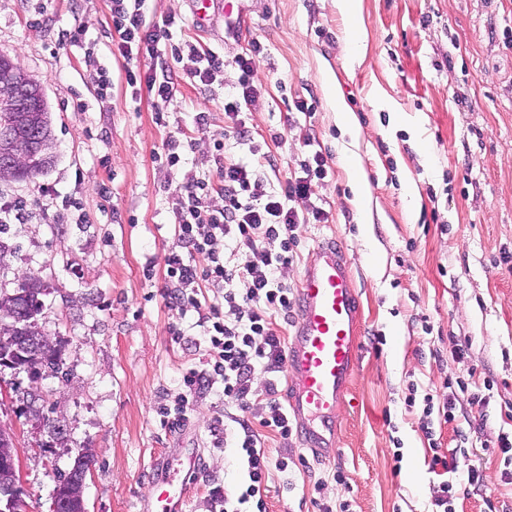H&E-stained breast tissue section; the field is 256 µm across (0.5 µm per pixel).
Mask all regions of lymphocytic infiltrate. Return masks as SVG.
I'll return each mask as SVG.
<instances>
[{
  "label": "lymphocytic infiltrate",
  "mask_w": 512,
  "mask_h": 512,
  "mask_svg": "<svg viewBox=\"0 0 512 512\" xmlns=\"http://www.w3.org/2000/svg\"><path fill=\"white\" fill-rule=\"evenodd\" d=\"M147 0H110L112 52L125 60L152 59L147 70L127 69L130 88L146 87L154 98L157 125L168 126L169 105L179 82L211 86L224 74L223 55L174 41V18L153 23L147 19ZM263 54L260 43L234 56L240 72L237 85L224 97L223 141L214 145L213 171L186 174L176 189L173 208L177 244L166 258V285L163 297L179 313L194 309L196 321L209 345L205 368H189L180 379L181 394L173 405L160 409L161 423L171 430L184 427L193 409L192 397L211 388L214 376L224 381V416L215 417L210 427L215 447L233 443L248 474L245 487L228 489L220 485L210 490L213 501L224 512H266L265 482L270 469L287 472V460L270 461L259 434L267 429L280 438L293 435L297 426L290 419L279 393V377L286 361V339L277 330L278 318L287 317L296 304V294L279 272L298 256L296 233L303 224H325L329 213L323 208L303 210L301 204L312 195V183L328 177L329 156L316 149L312 132L301 138L309 151L299 160V169L281 182L273 183L265 171L274 159L266 153L244 161L227 153L228 138L248 135L242 107L254 100V78ZM191 58L192 68L177 69L183 58ZM221 195L219 205L209 204L211 193ZM222 284L220 299L202 304L199 284ZM439 393L423 396L419 428L435 454L432 469L445 473L434 512H452L456 489L476 486L483 477L480 469L459 471L457 449L437 450L436 427L457 420V391L467 390L465 381L443 382ZM263 401L264 413L252 421L256 401Z\"/></svg>",
  "instance_id": "1"
}]
</instances>
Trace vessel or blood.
Segmentation results:
<instances>
[{
	"label": "vessel or blood",
	"instance_id": "1",
	"mask_svg": "<svg viewBox=\"0 0 512 512\" xmlns=\"http://www.w3.org/2000/svg\"><path fill=\"white\" fill-rule=\"evenodd\" d=\"M299 318L288 345L291 391L287 403L306 444L333 456L329 438L336 411L348 393L357 367L356 328L360 305L342 243H319L303 269L297 290ZM202 460L196 448L176 449L156 459L157 472L146 504L148 512H184L186 484L176 473L195 474Z\"/></svg>",
	"mask_w": 512,
	"mask_h": 512
}]
</instances>
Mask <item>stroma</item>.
<instances>
[{
	"instance_id": "obj_1",
	"label": "stroma",
	"mask_w": 512,
	"mask_h": 512,
	"mask_svg": "<svg viewBox=\"0 0 512 512\" xmlns=\"http://www.w3.org/2000/svg\"><path fill=\"white\" fill-rule=\"evenodd\" d=\"M246 7L247 21L228 41L223 20L206 33L192 25L189 0H149L150 19L180 20L176 41L226 59L223 80L208 89L179 85L163 128L149 93L132 94L126 62L112 53L109 0H0V54L42 84L56 144L43 174L0 183V202L23 204L21 219L0 231V296L40 278L48 293L38 324L63 347L56 376L33 382L0 370V384L13 390L0 401V423L17 428L29 512H48L59 474L86 443L97 450L87 512H140L153 459L175 448L197 446L205 458L187 512H219L210 488L245 478L234 448L213 447L209 432L224 410L222 378L183 429L160 422V407L180 393L188 368L205 363L207 347L197 313L178 317L160 290L177 244L175 188L185 169L209 168L224 137V92L239 77L231 59L255 42L263 47L259 93L245 108L253 139L233 143V153L246 160L253 144L264 145L284 177L307 153L297 136L307 126L330 154L331 171L310 201L332 219L300 226L298 257L282 277L298 286L317 244L337 237L362 304L358 364L331 438L336 454L322 457L296 434L266 437L270 459L294 463L290 480L272 473L267 512H318L316 494L350 501L353 512H429L440 478L419 429L422 408L405 397L410 385L459 378L469 383L459 402L483 387L489 401L437 430L445 449L468 436L473 451L458 465L482 471L483 491L459 490L455 512H488L492 503L512 512L496 447L499 431H512V0H361L359 64L350 60L351 22L332 0ZM75 26L85 41L59 46ZM102 68L111 81L105 106ZM298 97L310 114L291 115ZM339 97L360 126V200L345 161L349 137L336 123ZM200 111L210 114L202 128ZM177 131L193 142L186 167H159L153 154ZM177 321L189 327V343L171 340ZM31 388L43 392L40 406L57 416L62 439L33 429L22 402Z\"/></svg>"
}]
</instances>
